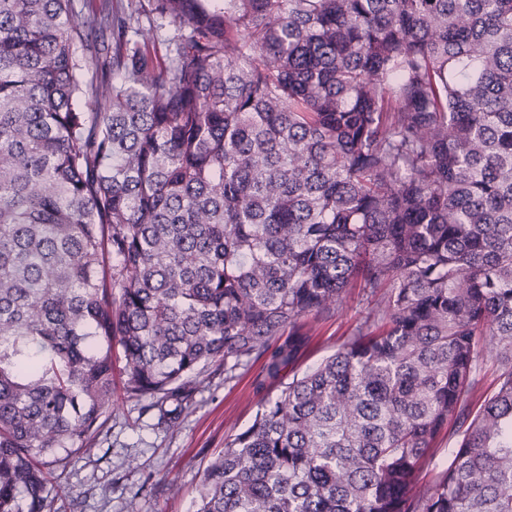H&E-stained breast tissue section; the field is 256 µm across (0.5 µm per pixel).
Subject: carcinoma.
Masks as SVG:
<instances>
[{"label":"carcinoma","mask_w":512,"mask_h":512,"mask_svg":"<svg viewBox=\"0 0 512 512\" xmlns=\"http://www.w3.org/2000/svg\"><path fill=\"white\" fill-rule=\"evenodd\" d=\"M147 2L0 0V512H58L113 345L171 428L210 365L280 378L349 288L375 306L197 512H512V0ZM169 33L170 27L168 26L158 31L144 27L138 34L130 33V37L138 43L154 64H158L167 60V45L164 39ZM455 443V438L448 441V437L441 442L432 460L420 473L419 478L421 487H427L432 482L436 473L448 466V462L450 460L448 448H455Z\"/></svg>","instance_id":"obj_1"}]
</instances>
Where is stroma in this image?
<instances>
[{
    "mask_svg": "<svg viewBox=\"0 0 512 512\" xmlns=\"http://www.w3.org/2000/svg\"><path fill=\"white\" fill-rule=\"evenodd\" d=\"M368 307L353 291L335 315L310 322L311 340L294 373L303 374L333 354ZM122 366V359H115L116 404L100 436L55 473L62 490L60 512H194L207 465L254 418L262 364L250 362L229 377L223 367L210 366L191 405L170 429L158 426L157 410H143L126 394Z\"/></svg>",
    "mask_w": 512,
    "mask_h": 512,
    "instance_id": "obj_1",
    "label": "stroma"
}]
</instances>
